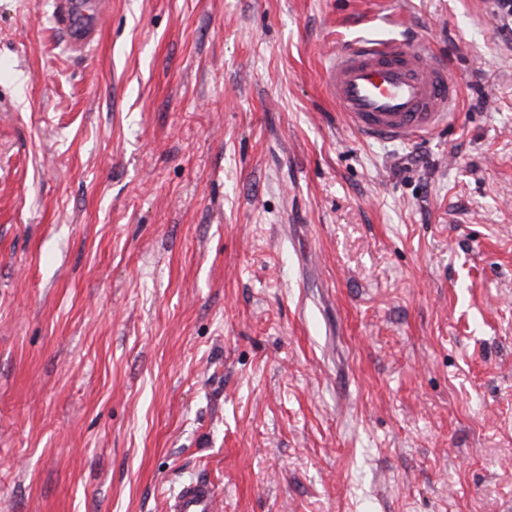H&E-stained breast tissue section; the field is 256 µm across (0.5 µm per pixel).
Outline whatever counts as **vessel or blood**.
I'll list each match as a JSON object with an SVG mask.
<instances>
[{
    "mask_svg": "<svg viewBox=\"0 0 512 512\" xmlns=\"http://www.w3.org/2000/svg\"><path fill=\"white\" fill-rule=\"evenodd\" d=\"M110 0H51L52 20L69 50L99 42ZM324 82L347 122L369 140L414 141L433 133L452 116L457 82L441 63L402 41L357 40L341 46L324 72ZM212 486H184L169 512H215Z\"/></svg>",
    "mask_w": 512,
    "mask_h": 512,
    "instance_id": "1",
    "label": "vessel or blood"
}]
</instances>
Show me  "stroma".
Instances as JSON below:
<instances>
[{
    "label": "stroma",
    "instance_id": "1",
    "mask_svg": "<svg viewBox=\"0 0 512 512\" xmlns=\"http://www.w3.org/2000/svg\"><path fill=\"white\" fill-rule=\"evenodd\" d=\"M492 0H0V512H512V32ZM393 36L454 117L361 136ZM110 0H51L52 21L67 48L78 51L100 41L102 19ZM324 82L347 122L369 140L426 137L455 114L459 97L445 66L403 41L339 47ZM217 497L212 486L206 482H195L184 486L169 505L170 512H213Z\"/></svg>",
    "mask_w": 512,
    "mask_h": 512
}]
</instances>
